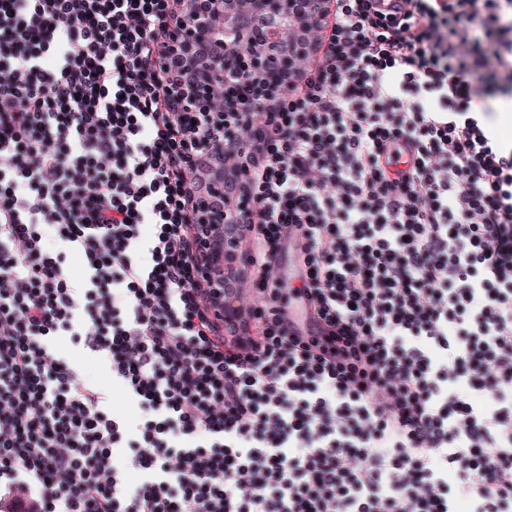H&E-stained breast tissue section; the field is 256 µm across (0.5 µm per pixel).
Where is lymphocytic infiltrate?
I'll return each mask as SVG.
<instances>
[{
    "label": "lymphocytic infiltrate",
    "mask_w": 512,
    "mask_h": 512,
    "mask_svg": "<svg viewBox=\"0 0 512 512\" xmlns=\"http://www.w3.org/2000/svg\"><path fill=\"white\" fill-rule=\"evenodd\" d=\"M300 8L0 0V512H512V0ZM216 217L202 211L198 214L197 221L199 226V243L202 251L205 254V260L207 262L206 265H203V274L205 278H207L210 282L211 288H214L213 291V301L221 311L224 313V324L226 320H229L231 316H238L240 310L243 309V304L238 298L233 297H225V290H218L216 288H224L223 280L216 281L212 276V266L213 263L216 262L220 256H222V261L225 267L228 264L236 265L241 262L243 259V247L240 246L237 239H233L230 242L224 240L223 252L222 254H211L207 251V247L209 246V240L207 237L210 236L212 230H215L223 224H214Z\"/></svg>",
    "instance_id": "obj_1"
}]
</instances>
